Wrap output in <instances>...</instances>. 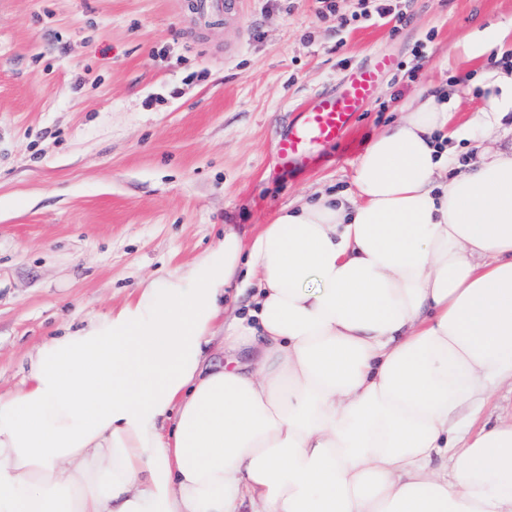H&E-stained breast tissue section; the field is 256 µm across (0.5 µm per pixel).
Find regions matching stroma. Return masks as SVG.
Returning a JSON list of instances; mask_svg holds the SVG:
<instances>
[{"label":"stroma","instance_id":"35a3bbf8","mask_svg":"<svg viewBox=\"0 0 512 512\" xmlns=\"http://www.w3.org/2000/svg\"><path fill=\"white\" fill-rule=\"evenodd\" d=\"M0 0V396L45 338L108 313L303 195L350 187L372 139L429 84L496 67L458 46L512 0ZM424 49L417 58L416 49ZM396 65L349 134L274 171L295 110L346 69Z\"/></svg>","mask_w":512,"mask_h":512}]
</instances>
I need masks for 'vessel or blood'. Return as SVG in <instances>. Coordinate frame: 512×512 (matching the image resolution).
<instances>
[{
    "instance_id": "b4317fda",
    "label": "vessel or blood",
    "mask_w": 512,
    "mask_h": 512,
    "mask_svg": "<svg viewBox=\"0 0 512 512\" xmlns=\"http://www.w3.org/2000/svg\"><path fill=\"white\" fill-rule=\"evenodd\" d=\"M391 65L378 57L366 68L355 70L339 92L314 96L297 111L296 120L275 146L276 166L290 171H305L314 166L321 147L342 139L357 113L371 101L381 74Z\"/></svg>"
}]
</instances>
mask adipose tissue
Instances as JSON below:
<instances>
[{"label": "adipose tissue", "mask_w": 512, "mask_h": 512, "mask_svg": "<svg viewBox=\"0 0 512 512\" xmlns=\"http://www.w3.org/2000/svg\"><path fill=\"white\" fill-rule=\"evenodd\" d=\"M473 80L467 122L419 95L353 191L44 340L0 396V512H512V423L474 426L512 380V151L476 140L512 112V67ZM234 285L255 307L225 322ZM219 331L250 362L209 368ZM486 103V97L480 88H475L468 98H463L455 103V112H457L456 122L467 119L474 112H479Z\"/></svg>", "instance_id": "obj_1"}]
</instances>
